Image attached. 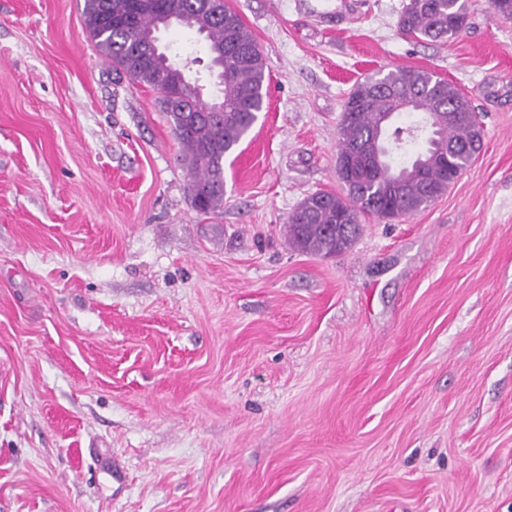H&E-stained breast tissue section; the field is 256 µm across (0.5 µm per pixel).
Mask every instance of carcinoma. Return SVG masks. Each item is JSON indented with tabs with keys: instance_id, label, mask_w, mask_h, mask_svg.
I'll list each match as a JSON object with an SVG mask.
<instances>
[{
	"instance_id": "obj_1",
	"label": "carcinoma",
	"mask_w": 512,
	"mask_h": 512,
	"mask_svg": "<svg viewBox=\"0 0 512 512\" xmlns=\"http://www.w3.org/2000/svg\"><path fill=\"white\" fill-rule=\"evenodd\" d=\"M142 0H84L89 37L101 55L132 82L159 92V108L184 148L182 163L190 173L187 193L202 214L224 208V159L243 142L264 105L265 62L240 15L226 6L216 12L199 7L185 16V26L202 34L211 68L222 73V100L208 103L201 87L180 65L147 61L141 55L157 41L159 7ZM467 0H408L399 17L400 30L418 39L448 41L468 25ZM457 112L449 125L427 127L428 112ZM410 117L386 133L402 147L391 169L373 158L370 140L382 116ZM480 130L469 99L454 84L427 71L398 67L381 78L368 77L351 91L340 115L337 158L344 159L345 196L317 191L289 217L288 243L307 254L336 255L350 248L361 230L360 215L378 218L414 214L431 203L426 186L447 190L459 165H448V147L463 150Z\"/></svg>"
}]
</instances>
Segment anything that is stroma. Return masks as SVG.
<instances>
[{"label":"stroma","mask_w":512,"mask_h":512,"mask_svg":"<svg viewBox=\"0 0 512 512\" xmlns=\"http://www.w3.org/2000/svg\"><path fill=\"white\" fill-rule=\"evenodd\" d=\"M227 2L268 95L204 216L83 0H0V512H512V20L469 0L442 42L407 0ZM160 41L219 97L201 36ZM398 67L470 99L481 152L346 251L292 248L342 191L348 92Z\"/></svg>","instance_id":"obj_1"}]
</instances>
